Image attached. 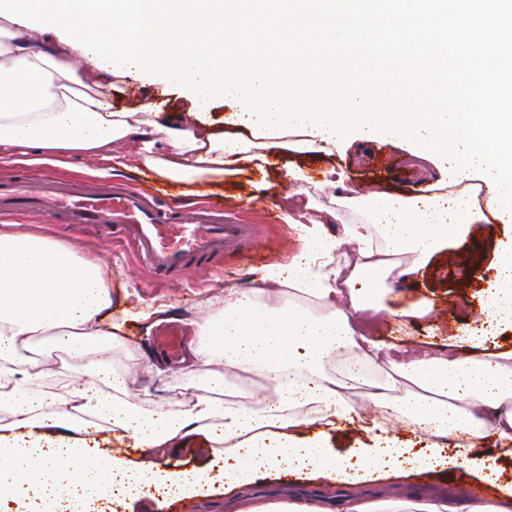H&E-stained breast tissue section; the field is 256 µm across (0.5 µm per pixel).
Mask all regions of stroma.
Returning <instances> with one entry per match:
<instances>
[{
	"mask_svg": "<svg viewBox=\"0 0 512 512\" xmlns=\"http://www.w3.org/2000/svg\"><path fill=\"white\" fill-rule=\"evenodd\" d=\"M113 110L122 111L150 102L161 104L167 112H186L189 103L179 90L159 94L152 85L134 76L113 79L107 87ZM301 166L307 177V187L319 195L321 203L332 206L334 192L324 187V171L334 165L345 167L349 185L361 193L384 187L401 195L415 194L425 174H436V161L409 155L400 147L386 144L381 150L368 152L349 148L345 157L320 158L302 155L291 159H277L265 172H247L204 185L205 199L222 204L225 210L240 213L265 242L262 263L269 265L287 261L290 252L284 242H296L295 232L284 221L268 224L266 210L283 207V196L288 190V164ZM26 168L36 174L57 173L75 178L112 175V163L103 159H88L80 155L65 158L63 164L46 161L39 151L21 152L0 148V176L15 168ZM14 230L33 232L70 244L86 257L101 259L103 269L109 270L108 281L113 311H120L130 295H137L144 307H166V319L186 321L207 302L223 298L225 289L248 290L258 287L257 266L239 253L223 255L219 271L207 274L194 268L176 272L173 280L155 281L143 261L129 248L112 243L111 239L84 229L72 230L33 219H23L13 225ZM512 250V223L476 224L461 244L436 255L427 265L423 277L411 284H398L388 304L401 309L428 298L434 301L435 311L426 318H389L383 325L373 327L372 336L387 344L404 345L414 339L441 345L463 327L479 328L482 304L499 286V261L502 254ZM159 326L155 319L127 323L125 332L107 358L113 368L128 372L126 399L132 405L147 411L175 412L181 409L187 396L209 390V378L201 372L182 370L180 362L165 361L162 377L148 373L147 367L156 362L153 351ZM179 468L206 471L209 485L196 495L173 502H156L131 495L126 497L119 512H226L224 487L217 474L220 462L200 438L186 441L172 461H159V470H167L169 463ZM427 488L416 484L415 476L389 479L373 485L341 487L332 493L336 503L358 495L367 498L399 497L409 494L422 499L447 500L452 512H467V498L457 495L456 473L452 470L428 474ZM249 495L257 500L292 499L303 503L320 502L324 493L320 487L294 474L266 478L249 488Z\"/></svg>",
	"mask_w": 512,
	"mask_h": 512,
	"instance_id": "35a3bbf8",
	"label": "stroma"
}]
</instances>
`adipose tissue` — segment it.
<instances>
[{
  "mask_svg": "<svg viewBox=\"0 0 512 512\" xmlns=\"http://www.w3.org/2000/svg\"><path fill=\"white\" fill-rule=\"evenodd\" d=\"M37 30L0 17V147H35L52 157L78 153L132 161L163 180L192 182L233 174L241 167L263 169L287 151L334 154L333 144L309 135L255 138L251 128L229 117L224 128L177 115L160 118L147 103L113 111L100 90L99 68L80 49L54 56L37 49ZM135 143L132 159L113 154L118 142ZM286 221L299 232L300 252L288 263L266 267L259 287L226 289L216 312L192 320L198 341L186 368L210 376L221 365L241 376L257 375L274 397L252 408L216 403L196 395L175 413H148L129 404L125 380L104 355L126 321L145 318L138 304L111 318L109 331L95 329L112 305L98 259L70 245L30 232L0 233V494L52 498L59 481L84 493L116 489L134 481L187 497L205 481L202 472L177 474L152 464L128 466L95 449V435L110 429L133 447L153 455H175L180 443L201 433L224 445V485L251 484L258 471L304 472L306 479L349 486L378 482L407 471L465 466L490 436L512 458V350L478 359L459 356L469 333L450 337L437 353L410 345L391 352L368 336V323L387 307L380 298L389 281L423 276L427 263L462 241L470 225L491 221L481 186L425 190L403 197L385 190L352 193L344 176L330 179L354 212L340 219L306 188L303 170L288 172ZM342 221V237L325 224ZM48 336L51 348L76 357L98 354L82 383L46 368L31 353L33 340ZM391 372L372 375L377 358ZM366 385L365 398L384 415L374 423L373 446L356 460L336 456L320 439L300 435L304 414L322 431L360 419L349 393ZM405 388V401L394 393ZM426 435L431 448L421 456L394 445L390 420ZM343 512H448L444 500L348 497Z\"/></svg>",
  "mask_w": 512,
  "mask_h": 512,
  "instance_id": "1",
  "label": "adipose tissue"
}]
</instances>
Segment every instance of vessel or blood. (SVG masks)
<instances>
[{
  "label": "vessel or blood",
  "instance_id": "vessel-or-blood-1",
  "mask_svg": "<svg viewBox=\"0 0 512 512\" xmlns=\"http://www.w3.org/2000/svg\"><path fill=\"white\" fill-rule=\"evenodd\" d=\"M26 215L52 224L90 225L134 245L154 276L164 280L185 266L208 271L229 252L259 253L261 241L245 221L209 203L174 204L160 187L121 179L94 183L57 175L0 178V217Z\"/></svg>",
  "mask_w": 512,
  "mask_h": 512
}]
</instances>
